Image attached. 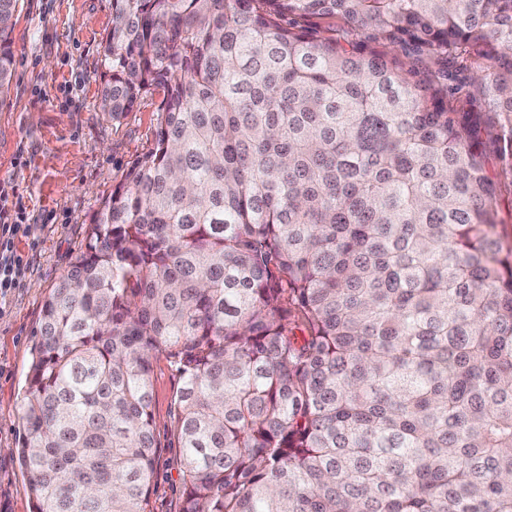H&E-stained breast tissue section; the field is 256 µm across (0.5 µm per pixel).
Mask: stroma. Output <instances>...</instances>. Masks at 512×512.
I'll return each mask as SVG.
<instances>
[{
  "label": "stroma",
  "instance_id": "35a3bbf8",
  "mask_svg": "<svg viewBox=\"0 0 512 512\" xmlns=\"http://www.w3.org/2000/svg\"><path fill=\"white\" fill-rule=\"evenodd\" d=\"M112 0H19L13 32L14 76L0 97V190L17 206L29 236L15 249L26 264L17 288L0 300V512H31L29 476L12 455L22 423L34 331L51 288L75 260L101 201L126 167L152 148L155 92L121 121L98 108L101 60ZM483 148L497 173L496 234L512 249V165ZM176 371L158 360L153 372L154 512H179L182 450L175 430Z\"/></svg>",
  "mask_w": 512,
  "mask_h": 512
}]
</instances>
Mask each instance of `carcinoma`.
<instances>
[{
  "label": "carcinoma",
  "mask_w": 512,
  "mask_h": 512,
  "mask_svg": "<svg viewBox=\"0 0 512 512\" xmlns=\"http://www.w3.org/2000/svg\"><path fill=\"white\" fill-rule=\"evenodd\" d=\"M102 62L113 121L164 96L41 309L32 512H153L160 357L180 512H512V255L456 106L483 70L512 159V0H112ZM308 28L318 36L332 37L340 40L345 46L348 44L359 42L361 39L356 35L349 25L339 19H319L311 18L307 22Z\"/></svg>",
  "instance_id": "1"
}]
</instances>
